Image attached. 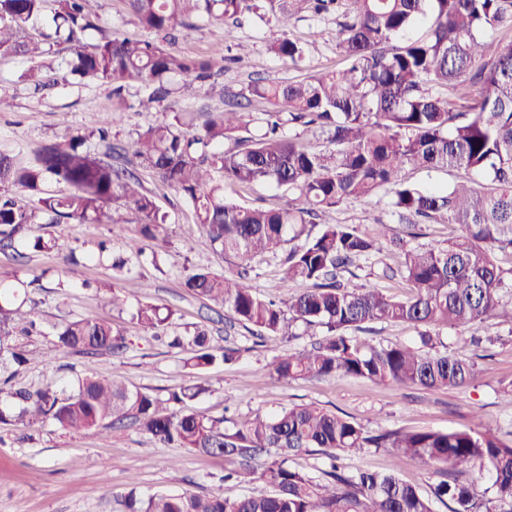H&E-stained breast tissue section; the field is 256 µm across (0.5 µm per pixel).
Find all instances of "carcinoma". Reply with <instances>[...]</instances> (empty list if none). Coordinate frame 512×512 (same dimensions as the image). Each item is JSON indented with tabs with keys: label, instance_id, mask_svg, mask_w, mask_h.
Wrapping results in <instances>:
<instances>
[{
	"label": "carcinoma",
	"instance_id": "1",
	"mask_svg": "<svg viewBox=\"0 0 512 512\" xmlns=\"http://www.w3.org/2000/svg\"><path fill=\"white\" fill-rule=\"evenodd\" d=\"M87 0H0V57L32 63L22 75L35 94L59 84L57 71L42 61L45 45L65 43L72 74L110 82L115 91L137 80L150 98L190 95L216 75L209 57L170 52L171 31L194 16L233 27L251 14L273 24L268 43L275 57L297 66L304 47L288 27L310 10L328 14L344 8L336 50L344 66L296 82H253L237 103L202 125L185 112H172L130 136L121 150L139 160L189 204L195 223L211 244L240 268L218 275L197 268L186 288L225 309L263 337L295 336L299 327L325 328V339L309 349L277 355L268 373L286 383L306 377L345 375L373 383L460 388L476 376L467 355L434 349L430 331L469 329L489 317L512 323V0H128L140 26L161 35L156 41L104 36L84 43L97 28ZM492 40H486V37ZM267 104L249 111L252 101ZM316 128L327 145L317 149L287 133ZM86 137L48 141L20 164L0 153V244L11 247L31 224L63 219L112 225L132 255L144 253L142 239H155L166 215L144 193L140 180L120 175L112 164L84 148ZM407 167L462 168L472 178L444 189H428L404 178ZM70 192L45 194L51 181ZM267 183L288 199L273 208L247 207L226 188ZM356 199L384 204L409 224H455L456 236L441 245H412L388 224H325L316 219ZM135 213L139 233L112 218L109 205ZM290 248L283 287H310L288 294L286 305L269 298L248 277L257 257L273 259ZM401 256V279L411 288L403 299L381 289L349 287L344 276L383 251ZM14 292L0 283V356L16 364L22 353L15 336L37 331L31 313L14 306ZM171 312L141 303L132 318L146 330L166 325ZM371 322L404 323L421 345L360 341L353 332ZM55 345L76 353L114 352L124 338L112 323L82 318L61 324ZM184 367L200 370L240 356L234 347L211 344L204 330L176 337ZM201 388L180 387L162 400L91 371L73 390L51 384L5 393L0 389V423L34 427L51 420L66 431L111 429L131 419L167 445L222 456L231 467L224 479L262 480L269 491L228 500L162 492L146 500L126 497L130 512H434L433 502L450 501L452 512H512V442L484 428L481 418L465 429L370 431L314 405H288L241 421L183 408ZM368 448H383L397 461L418 460L461 472L476 464L492 476L481 491L456 478L433 488V497L391 473H345L339 461ZM326 458L322 476L288 466L300 453Z\"/></svg>",
	"mask_w": 512,
	"mask_h": 512
}]
</instances>
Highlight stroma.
I'll return each instance as SVG.
<instances>
[{"mask_svg": "<svg viewBox=\"0 0 512 512\" xmlns=\"http://www.w3.org/2000/svg\"><path fill=\"white\" fill-rule=\"evenodd\" d=\"M89 8L99 24L98 29L89 31V41L98 40L104 32L121 36L138 31L125 0H89ZM338 31L333 16L306 13L296 19L291 36L304 45L305 59L294 68L268 52L270 25L254 17L243 19L236 35L248 52L240 60L228 62L215 85L203 86L191 99L174 95L152 104L148 90L128 83L123 110L106 143L92 137L91 131L115 105L111 84L70 75L54 89L35 95L21 79L25 62L0 58V95L13 101L10 111L0 112V153L25 161L43 142L63 137L66 129L88 133L90 149L100 156L109 155L119 172L138 177L167 215L165 233L147 241L143 255L119 278L108 263L87 258L102 240L109 241L114 253H123V239L113 236L107 223L68 220L35 224L27 229L25 242L13 248L0 247V280L15 289L23 310H36L44 330L43 335L20 338L29 361L13 379V387L34 388L46 382L70 387L93 369L163 398L180 386L200 384L203 391L190 407L214 417L223 416L228 401L242 415L270 414L287 405L313 403L346 413L371 429L447 431L471 426L479 416L504 440L512 439V410L501 404L498 395L500 387L512 383V324L490 318L478 325L477 335L494 340L485 350L471 346L468 333L455 329L440 330L435 336V343L461 349L477 362L480 375L462 389L428 390L341 376L278 382L266 374L265 364L281 352H295L321 340L323 329L309 330L289 341L268 336L259 342L245 327L231 323L225 311L208 308L188 292L184 282L194 268L221 273L228 265L194 224L183 199L118 151L130 134L161 121L164 113L190 112L201 122L208 113L240 101L255 79L297 81L338 68ZM171 50L224 58V25L205 18L195 20L193 27L177 32ZM324 220L329 224L383 222L402 236L409 231L396 213L360 200L338 207ZM37 237L57 240L61 253L27 250L26 241ZM103 280L127 295L123 309L113 308L94 291V283ZM140 302L173 310L170 329L175 334L189 336L203 326L215 343L243 349V356L232 364L190 373L183 366L180 350L155 341L133 321ZM78 318L110 320L123 332L124 348L98 357L55 348V325ZM342 465L348 471L398 468L402 479L425 493L437 480L433 468L412 460L394 463L381 449L345 457ZM224 467L223 458L162 445L128 422L117 429L80 433L65 431L50 421L33 430L0 425V512H128L124 498L131 491L140 498L190 491L229 500L265 492L261 482L239 485L223 481Z\"/></svg>", "mask_w": 512, "mask_h": 512, "instance_id": "1", "label": "stroma"}]
</instances>
